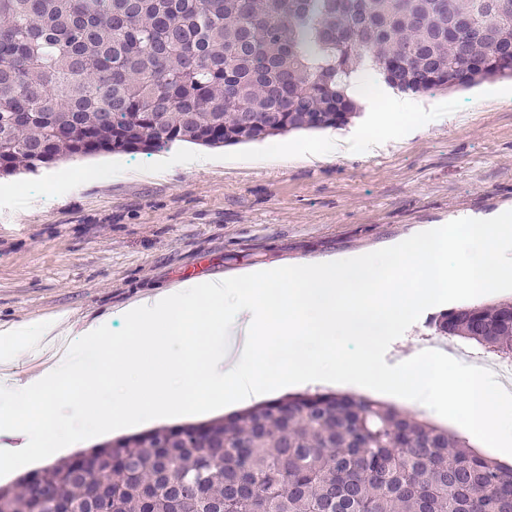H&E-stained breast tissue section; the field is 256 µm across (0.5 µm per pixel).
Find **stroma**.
<instances>
[{"label": "stroma", "mask_w": 512, "mask_h": 512, "mask_svg": "<svg viewBox=\"0 0 512 512\" xmlns=\"http://www.w3.org/2000/svg\"><path fill=\"white\" fill-rule=\"evenodd\" d=\"M454 112L363 113L355 137L396 141L308 164L327 132H302L219 149L224 165H181L198 145L104 153L0 178V325L49 316L124 325L140 296L183 282L230 278L256 266H293L366 254L430 224L512 210V81L420 97ZM422 313L389 346L394 365L431 346L438 315Z\"/></svg>", "instance_id": "stroma-1"}]
</instances>
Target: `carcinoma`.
Listing matches in <instances>:
<instances>
[{"instance_id":"carcinoma-1","label":"carcinoma","mask_w":512,"mask_h":512,"mask_svg":"<svg viewBox=\"0 0 512 512\" xmlns=\"http://www.w3.org/2000/svg\"><path fill=\"white\" fill-rule=\"evenodd\" d=\"M0 0V177L176 142L349 124V79L512 78V0ZM436 336L512 359V302ZM0 512H512V466L390 404L315 391L108 440L0 486Z\"/></svg>"}]
</instances>
